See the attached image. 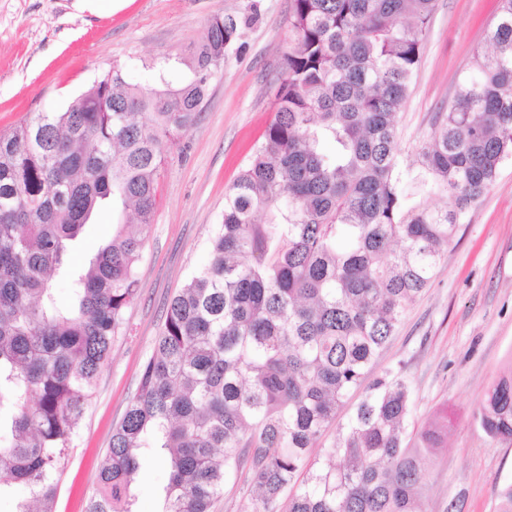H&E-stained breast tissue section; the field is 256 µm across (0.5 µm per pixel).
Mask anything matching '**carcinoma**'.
I'll list each match as a JSON object with an SVG mask.
<instances>
[{"mask_svg": "<svg viewBox=\"0 0 512 512\" xmlns=\"http://www.w3.org/2000/svg\"><path fill=\"white\" fill-rule=\"evenodd\" d=\"M436 2L293 0L274 117L224 196L207 263L169 301L87 512H131L149 453L168 468L160 512H212L241 468L244 512H278L285 496L288 512H428L423 475L441 428L406 442L411 391L397 375L376 380L338 425L325 466H305L512 157V0H498L486 49L438 113L417 170L399 166L397 114ZM241 25L210 18L177 88L114 67L66 109L0 132V498L15 499L14 512H55L68 450L137 296L163 164ZM409 182L448 204L411 201ZM108 202L118 229L72 269L71 248ZM476 417L488 436L512 438V367Z\"/></svg>", "mask_w": 512, "mask_h": 512, "instance_id": "1", "label": "carcinoma"}]
</instances>
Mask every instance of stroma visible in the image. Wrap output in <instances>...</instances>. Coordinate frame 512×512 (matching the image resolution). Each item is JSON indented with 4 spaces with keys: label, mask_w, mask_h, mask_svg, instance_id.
Wrapping results in <instances>:
<instances>
[{
    "label": "stroma",
    "mask_w": 512,
    "mask_h": 512,
    "mask_svg": "<svg viewBox=\"0 0 512 512\" xmlns=\"http://www.w3.org/2000/svg\"><path fill=\"white\" fill-rule=\"evenodd\" d=\"M497 0H438L410 95L397 119L400 162L446 111L485 43ZM232 14L239 41L210 79L202 112L164 165L154 222L137 264L139 293L79 424L55 512H85L112 428L136 393L170 298L208 259L224 193L275 112L283 62L294 39L292 0H0V131L61 109L95 78L162 66L170 86L190 75L184 59L209 18ZM111 209L86 225L71 255L80 266L109 241ZM512 367V160L470 210L429 288L412 304L364 385L339 412L346 422L370 384L401 375L412 393L407 438L432 417L448 426L424 476L428 512H497V488L512 482V441L490 438L474 412ZM164 462L147 457L131 487L132 512H156Z\"/></svg>",
    "instance_id": "35a3bbf8"
}]
</instances>
